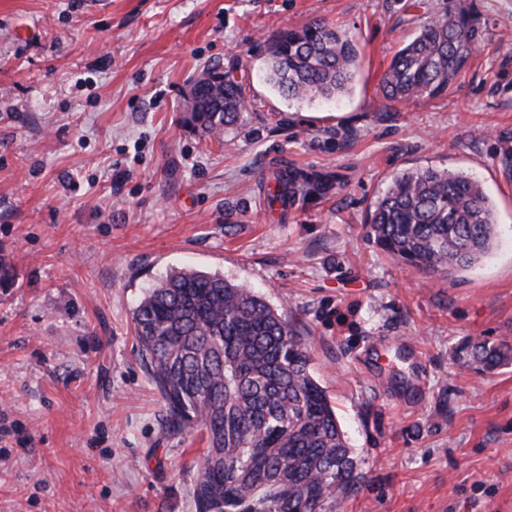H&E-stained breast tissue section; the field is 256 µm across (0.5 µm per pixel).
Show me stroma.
<instances>
[{
    "label": "stroma",
    "mask_w": 512,
    "mask_h": 512,
    "mask_svg": "<svg viewBox=\"0 0 512 512\" xmlns=\"http://www.w3.org/2000/svg\"><path fill=\"white\" fill-rule=\"evenodd\" d=\"M480 32L447 95L380 88L396 51L452 0H0V512H196L200 434L170 436L132 312L174 269L216 273L284 309L357 461L332 512H512V0H469ZM321 20L359 50L350 92L294 101L268 41ZM246 108L221 137L186 124L210 69ZM326 193L267 212L281 168ZM477 179L500 238L440 277L366 223L392 178ZM459 359L475 365L477 369L490 372L512 364V347L487 339L467 340L457 351Z\"/></svg>",
    "instance_id": "obj_1"
}]
</instances>
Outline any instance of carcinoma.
I'll return each instance as SVG.
<instances>
[{
    "instance_id": "obj_1",
    "label": "carcinoma",
    "mask_w": 512,
    "mask_h": 512,
    "mask_svg": "<svg viewBox=\"0 0 512 512\" xmlns=\"http://www.w3.org/2000/svg\"><path fill=\"white\" fill-rule=\"evenodd\" d=\"M480 38L471 5L458 0L424 24L392 58L383 95L406 103L448 93ZM268 80L288 99L336 98L349 90L358 51L321 21L278 31ZM245 108L230 76L192 102L191 121L220 136ZM270 209L333 179L272 176ZM495 207L482 185L450 169L395 175L376 202L367 235L391 257L442 276L479 263L497 242ZM138 356L165 407L169 435L200 430L196 512H326L354 485L357 463L308 347L286 314L241 284L173 270L132 312ZM459 358L490 372L512 364V347L467 340Z\"/></svg>"
}]
</instances>
